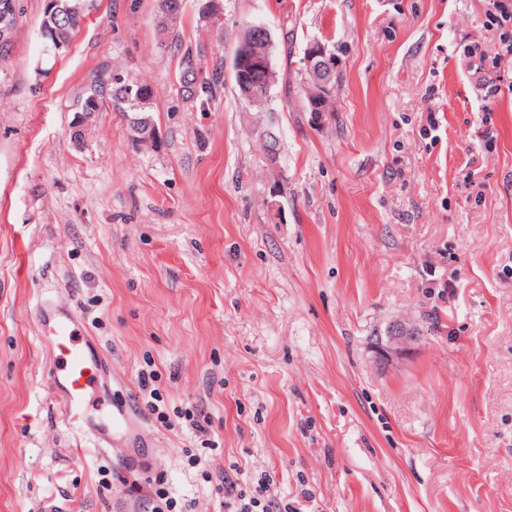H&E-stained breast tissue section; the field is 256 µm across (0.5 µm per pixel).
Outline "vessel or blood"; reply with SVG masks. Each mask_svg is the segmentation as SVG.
<instances>
[{
    "mask_svg": "<svg viewBox=\"0 0 512 512\" xmlns=\"http://www.w3.org/2000/svg\"><path fill=\"white\" fill-rule=\"evenodd\" d=\"M36 321L41 342L53 353L51 377L64 417L76 423L95 447H105L106 432L88 409L101 398L104 379L111 373L109 361L83 334L74 309L45 303L38 307Z\"/></svg>",
    "mask_w": 512,
    "mask_h": 512,
    "instance_id": "vessel-or-blood-1",
    "label": "vessel or blood"
}]
</instances>
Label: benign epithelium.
I'll list each match as a JSON object with an SVG mask.
<instances>
[{"instance_id":"1","label":"benign epithelium","mask_w":512,"mask_h":512,"mask_svg":"<svg viewBox=\"0 0 512 512\" xmlns=\"http://www.w3.org/2000/svg\"><path fill=\"white\" fill-rule=\"evenodd\" d=\"M85 0H45L43 22L39 36L44 52L54 55L66 51L70 39L61 38L57 33L55 19L59 12L81 16L84 13ZM16 6L12 0L0 3V46L11 43L16 33ZM252 37L239 45L237 71L247 69L260 71L263 74L261 86L246 85L244 98L252 105L265 107L269 104V92L276 80V73L271 64L268 48L271 36L262 25H251ZM303 71L308 100L311 106L312 121L318 128L326 127L332 117L330 101L334 89V64L332 51L319 41L309 43L304 51ZM99 111L96 98H91L84 107L76 112L73 123L75 141H80L90 125L95 113ZM129 140L139 148L146 142H159L160 136L153 125L140 120H130L127 126ZM422 341L420 325L411 319L397 318L389 321L384 330L370 339L369 349L374 363L381 369L406 359Z\"/></svg>"}]
</instances>
